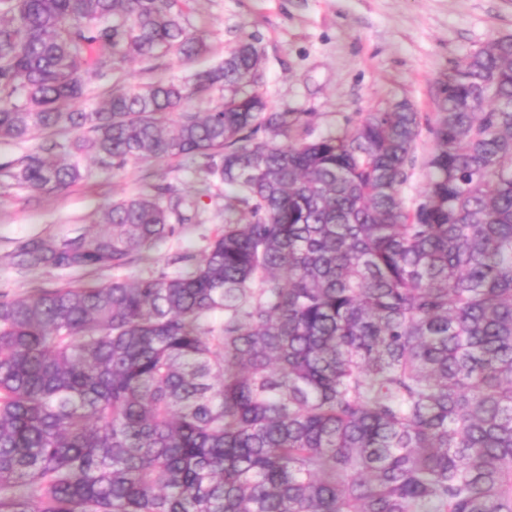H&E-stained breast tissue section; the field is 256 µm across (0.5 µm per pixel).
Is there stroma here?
Wrapping results in <instances>:
<instances>
[{"mask_svg": "<svg viewBox=\"0 0 512 512\" xmlns=\"http://www.w3.org/2000/svg\"><path fill=\"white\" fill-rule=\"evenodd\" d=\"M189 22L204 32L208 53L192 63L170 54L161 71L179 82L209 67L239 42L262 52L259 90L273 112L303 115L301 134L315 139L369 112L408 103L424 116L437 110L440 82L455 63L492 38L512 34V0H190ZM88 176L62 190L33 193L0 185V292L108 282L96 272L44 269L26 273L11 261L20 239L89 228L112 200L170 183L198 198L206 223L170 237L148 261L122 275L172 272L180 255L200 258L224 222V187L210 182L202 160L131 161L104 169L83 161Z\"/></svg>", "mask_w": 512, "mask_h": 512, "instance_id": "obj_1", "label": "stroma"}]
</instances>
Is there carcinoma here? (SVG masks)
Masks as SVG:
<instances>
[{"label":"carcinoma","mask_w":512,"mask_h":512,"mask_svg":"<svg viewBox=\"0 0 512 512\" xmlns=\"http://www.w3.org/2000/svg\"><path fill=\"white\" fill-rule=\"evenodd\" d=\"M187 2L0 0V140L49 134L8 185L202 157L227 200L172 273L0 293V512H512V36L449 70L433 117L313 141H276L300 115L267 111L251 41L73 108L130 60L205 54ZM201 223L153 186L12 259L121 268ZM431 146V136L427 132L425 126L422 129V136L420 138L418 148H417V160L415 166L412 170V175L409 180V186L407 188L406 194L409 199L416 197L417 192L421 189L424 183V169L421 166V162L423 157L426 155L429 147Z\"/></svg>","instance_id":"obj_1"}]
</instances>
